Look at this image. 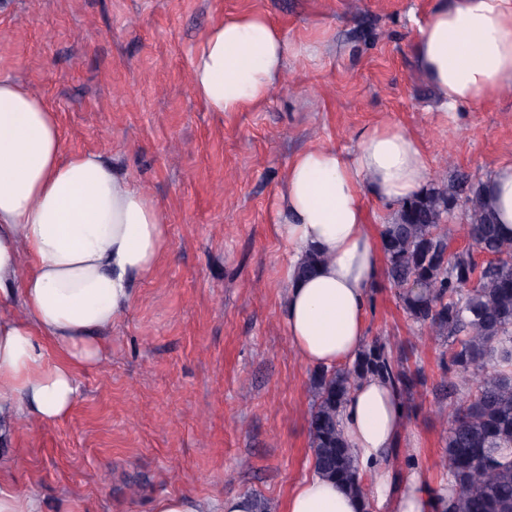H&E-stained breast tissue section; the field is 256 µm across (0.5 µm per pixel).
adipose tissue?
<instances>
[{"label":"adipose tissue","mask_w":512,"mask_h":512,"mask_svg":"<svg viewBox=\"0 0 512 512\" xmlns=\"http://www.w3.org/2000/svg\"><path fill=\"white\" fill-rule=\"evenodd\" d=\"M265 17L214 25L198 45L191 80L212 112L260 105L293 57ZM417 65L442 107L479 105L512 84V0H438L420 29ZM430 176L417 140L390 126L366 130L356 152L318 147L297 155L279 192L275 230L293 263L322 260L289 277L285 324L299 357L316 367L353 360L365 346V312L379 274L366 225V196L399 203ZM486 200L512 233V164L498 166ZM166 241L162 211L99 154L63 157L55 114L43 98L0 76V444L29 415L66 416L79 369L101 359V332L134 301L133 281L153 273ZM60 358L47 360V346ZM405 423L388 381L365 378L351 393L342 428L365 497L310 472L284 512H446L448 482L391 464ZM246 495L223 505L185 494L159 497L154 512H255Z\"/></svg>","instance_id":"ef3b65f1"}]
</instances>
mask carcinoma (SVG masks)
I'll return each mask as SVG.
<instances>
[{"mask_svg":"<svg viewBox=\"0 0 512 512\" xmlns=\"http://www.w3.org/2000/svg\"><path fill=\"white\" fill-rule=\"evenodd\" d=\"M483 188L470 185L464 223L453 229L446 219L459 193L441 185L409 198L380 230L387 280L407 316L446 346L443 359L457 378L450 388L461 398L443 463L455 491L449 512H512V237L503 234ZM458 237L490 260L480 267L469 251H450ZM413 278L420 281L415 292L408 289ZM375 375L415 394L414 377L379 340L312 378L314 465L355 495L364 493V479L340 417L351 391Z\"/></svg>","mask_w":512,"mask_h":512,"instance_id":"carcinoma-1","label":"carcinoma"}]
</instances>
